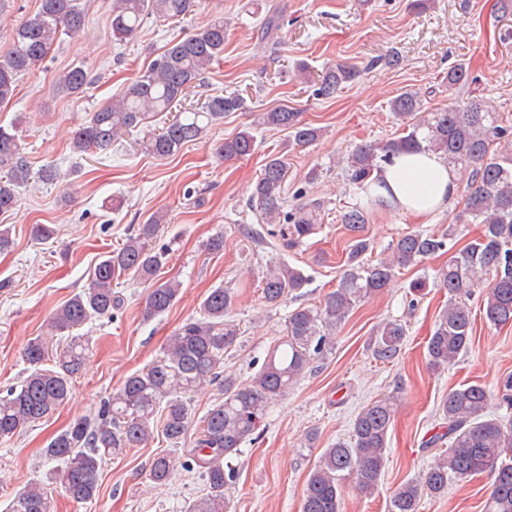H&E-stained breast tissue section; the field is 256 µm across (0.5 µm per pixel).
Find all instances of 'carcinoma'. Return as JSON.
Wrapping results in <instances>:
<instances>
[{
	"label": "carcinoma",
	"mask_w": 512,
	"mask_h": 512,
	"mask_svg": "<svg viewBox=\"0 0 512 512\" xmlns=\"http://www.w3.org/2000/svg\"><path fill=\"white\" fill-rule=\"evenodd\" d=\"M198 0H112V35L132 37L144 18L176 21L194 11ZM87 27L80 0H39L38 9L23 17L13 30L12 44L0 55V103L14 98L18 77L41 63L60 35L80 36ZM227 28L216 18L194 33L173 40L112 103L91 113L73 133L77 153L106 150L119 132L134 128L150 115L169 112L182 105L203 79L209 66L224 52ZM354 65L330 64L318 75L314 92L331 96L354 81ZM91 84V73L73 65L58 75L56 88L80 95ZM245 98L237 91L217 94L203 106L185 108L159 133L143 142L145 153L167 158L183 145L202 139L212 121L237 112ZM396 120L404 125L402 135L385 142L365 143L348 155L347 186L357 202L344 213L342 222L351 235L348 268L337 287L318 308L300 306L288 313L287 334L267 353L249 380L221 376L224 356L239 338L231 318L233 295L214 288L201 303V317L185 322L145 369L128 376L112 393L94 418L79 416L66 429L54 434L43 454L61 466L50 473L74 502L93 499L98 492V472L106 460L133 448L146 446L160 433L173 446L185 440L190 426L188 398L219 378H224V398L208 410L194 446L181 462L186 471L198 470L205 479L206 493L184 512H236L226 489L237 478L230 460L264 419L270 404L288 395L311 361L327 353L334 344L336 328L364 300L391 288L395 269L417 265L440 252L449 251V237L408 231L391 245L386 258L366 265L361 257L370 242L363 235L371 209L393 205L389 190L380 180L383 166L404 152L431 151L444 155L457 173H469L463 220L480 226L477 238L455 250L448 262L436 270L435 283L448 289V304L435 323L427 342L429 367L438 372L456 363L469 349L473 321L466 303L477 289L486 290L485 319L495 325L512 323V152L493 150L512 135L499 124L490 102L471 98L455 106L423 109L420 96L412 91L398 95L390 105ZM257 123L289 132L288 148L303 147L319 138L321 130L301 119L286 105L260 112ZM255 136L245 129L219 143L215 153L225 159L251 154ZM291 165L288 155H274L265 162L249 197V205L268 224L288 227V246L302 241L319 223L320 203L304 201L288 207L285 190ZM15 127L0 125V212L14 208L19 191L30 180ZM164 214L157 212L117 250L109 252L94 267L88 285L74 292L53 314L51 330L67 334V343L49 353V341L36 336L24 350L30 373L17 386L0 396V438H11L26 427L49 418L65 405L72 383L85 368L90 351L85 337L73 331L88 322L112 317L122 298L112 291L117 274L131 273L153 283L145 299L143 315L149 319L168 311L177 300L179 283L161 281L158 273L166 253L149 248ZM304 273L286 264L269 267L263 277V298L271 306L307 285ZM407 336L406 326L396 320L377 325L370 337L373 356L381 362L398 357ZM489 395L474 383L448 391L439 406L442 431L428 444L448 442L434 462L415 479L394 491L390 512H419L425 496L448 492V481L465 480L488 473L491 491L484 512H512V423L487 412ZM397 412V399L384 396L363 407L352 420L350 440L338 441L323 450L310 471L300 512H342L343 484L351 478L353 492L370 497L379 487L387 462V436ZM167 453L153 457L149 479L162 485L177 471ZM9 512H49L45 487L28 485L10 504Z\"/></svg>",
	"instance_id": "cac0c4a2"
}]
</instances>
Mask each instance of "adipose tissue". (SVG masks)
Here are the masks:
<instances>
[{
	"label": "adipose tissue",
	"instance_id": "adipose-tissue-1",
	"mask_svg": "<svg viewBox=\"0 0 512 512\" xmlns=\"http://www.w3.org/2000/svg\"><path fill=\"white\" fill-rule=\"evenodd\" d=\"M382 178L395 206L419 219L447 206L457 193V176L447 160L428 151L400 155Z\"/></svg>",
	"mask_w": 512,
	"mask_h": 512
}]
</instances>
